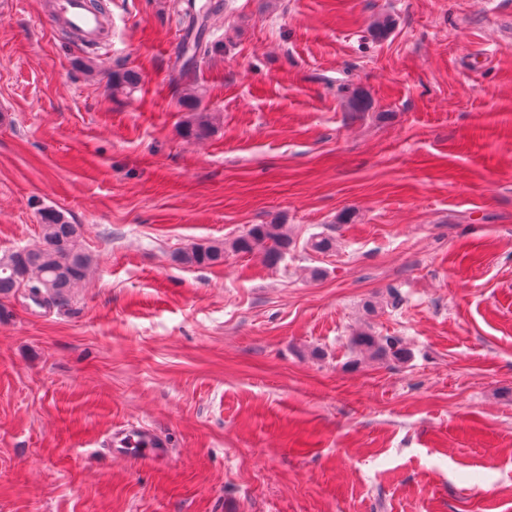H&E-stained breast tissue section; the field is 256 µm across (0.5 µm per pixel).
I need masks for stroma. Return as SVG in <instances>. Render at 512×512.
<instances>
[{
    "instance_id": "1",
    "label": "stroma",
    "mask_w": 512,
    "mask_h": 512,
    "mask_svg": "<svg viewBox=\"0 0 512 512\" xmlns=\"http://www.w3.org/2000/svg\"><path fill=\"white\" fill-rule=\"evenodd\" d=\"M176 2L93 48L0 7V254L54 209L95 259L0 314V512H512V0H227L201 140ZM273 223L277 265L173 260ZM129 422L170 458L104 454ZM187 111L192 112L182 128V135L188 139H199L209 133V122L201 112H198V96L195 92L187 93L180 102ZM351 341L355 347L369 353L372 357L388 356L402 361L407 355L396 336H373L371 333L363 332L353 336Z\"/></svg>"
}]
</instances>
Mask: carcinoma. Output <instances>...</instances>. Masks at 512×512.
Returning a JSON list of instances; mask_svg holds the SVG:
<instances>
[{"label": "carcinoma", "mask_w": 512, "mask_h": 512, "mask_svg": "<svg viewBox=\"0 0 512 512\" xmlns=\"http://www.w3.org/2000/svg\"><path fill=\"white\" fill-rule=\"evenodd\" d=\"M226 0H214L203 11L195 10L190 2L183 10V38L181 43L184 62L177 80L190 82L198 62L210 54L217 44L203 36L204 21L211 15L224 11ZM112 90L131 93L139 85L138 74L131 69L112 71ZM180 105L191 116L182 128L188 139H199L209 133V122L198 112V96L186 94ZM41 236L32 247L11 251L0 256V296L13 297L19 293L40 306H63L71 299V291L83 281L93 264L92 255L84 252L77 243L78 227L65 216L52 209L40 215ZM293 240L283 231L281 224H254L248 232L230 243L232 251L250 254L263 252L266 261L275 265L292 249ZM174 260L190 265H215L224 261V245L197 246L178 251ZM352 344L371 356H388L397 361L406 358L407 352L395 336H374L363 332L352 338Z\"/></svg>", "instance_id": "obj_1"}]
</instances>
